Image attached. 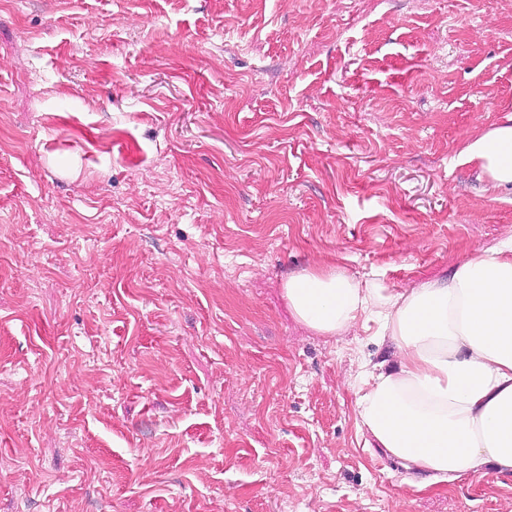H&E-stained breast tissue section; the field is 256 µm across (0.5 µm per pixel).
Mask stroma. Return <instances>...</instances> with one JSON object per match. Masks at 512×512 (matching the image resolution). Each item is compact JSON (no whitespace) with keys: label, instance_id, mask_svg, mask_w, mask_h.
Returning a JSON list of instances; mask_svg holds the SVG:
<instances>
[{"label":"stroma","instance_id":"1","mask_svg":"<svg viewBox=\"0 0 512 512\" xmlns=\"http://www.w3.org/2000/svg\"><path fill=\"white\" fill-rule=\"evenodd\" d=\"M511 120L512 0H0V512H512L378 448L391 345L285 294L511 237ZM467 154L483 162L497 186H512V125L506 124L473 140Z\"/></svg>","mask_w":512,"mask_h":512}]
</instances>
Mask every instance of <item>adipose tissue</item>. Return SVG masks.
<instances>
[{
  "instance_id": "1",
  "label": "adipose tissue",
  "mask_w": 512,
  "mask_h": 512,
  "mask_svg": "<svg viewBox=\"0 0 512 512\" xmlns=\"http://www.w3.org/2000/svg\"><path fill=\"white\" fill-rule=\"evenodd\" d=\"M467 153L496 185L512 186V125L476 138ZM285 293L319 334L374 320L393 343L394 364H376L358 400L363 428L390 458L436 481L512 478V238L403 292L307 269Z\"/></svg>"
}]
</instances>
